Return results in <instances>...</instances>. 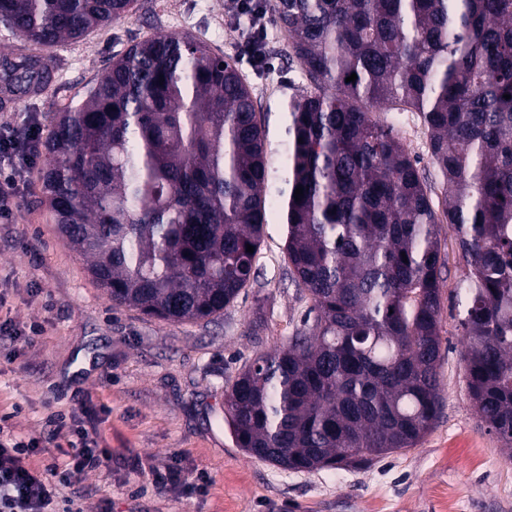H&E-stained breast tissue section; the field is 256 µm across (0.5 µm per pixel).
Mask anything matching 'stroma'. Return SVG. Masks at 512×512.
Masks as SVG:
<instances>
[{"instance_id": "35a3bbf8", "label": "stroma", "mask_w": 512, "mask_h": 512, "mask_svg": "<svg viewBox=\"0 0 512 512\" xmlns=\"http://www.w3.org/2000/svg\"><path fill=\"white\" fill-rule=\"evenodd\" d=\"M227 0H138L133 12L84 40L54 50L49 87L16 101L0 84V132L35 125L48 131L72 94L100 76L113 56L159 32L186 33L235 63L257 98L266 131L269 206L255 274L237 300L210 323L167 324L115 305L87 272L43 208L34 172L0 215V318L42 329L32 345L0 342V416L22 436H40L50 411L75 413L111 448L104 472L82 478L87 512L101 497L112 512H512V460L481 420L468 393L458 284L466 268L455 232L440 226L443 406L432 430L406 452L359 470L293 472L249 458L224 420L227 381L259 353L286 343L311 307L288 266L281 206L288 173V102L307 86L278 24L266 64L239 53L242 31ZM393 126L443 206L417 113L375 107ZM176 461L206 473L205 492L162 493L153 466Z\"/></svg>"}]
</instances>
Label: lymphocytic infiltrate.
Masks as SVG:
<instances>
[{
  "mask_svg": "<svg viewBox=\"0 0 512 512\" xmlns=\"http://www.w3.org/2000/svg\"><path fill=\"white\" fill-rule=\"evenodd\" d=\"M233 10L250 21V32L240 46L241 54L254 62L264 59L263 46L267 39L269 20L264 0H230ZM38 132L30 131L25 141L11 136L0 137V204L13 195L28 169L37 161L35 143ZM49 439L61 433L70 436L71 450L64 458L41 465V440L23 438L0 427V512H84L83 497L75 486L87 473L105 467L111 449L81 427L75 414L54 411L48 417ZM153 486L161 491L192 495L204 487V473L189 475L177 463L165 464L151 471Z\"/></svg>",
  "mask_w": 512,
  "mask_h": 512,
  "instance_id": "lymphocytic-infiltrate-1",
  "label": "lymphocytic infiltrate"
}]
</instances>
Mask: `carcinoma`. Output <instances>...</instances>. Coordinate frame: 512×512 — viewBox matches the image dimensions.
<instances>
[{"label": "carcinoma", "instance_id": "1", "mask_svg": "<svg viewBox=\"0 0 512 512\" xmlns=\"http://www.w3.org/2000/svg\"><path fill=\"white\" fill-rule=\"evenodd\" d=\"M136 2L0 0V24L33 47L0 57V82L18 101L46 89L42 53ZM270 8L310 82L289 102L283 209L288 264L316 315L227 383L237 447L303 472L361 468L420 443L442 405L444 219L469 268V394L512 449V0ZM381 105L419 114L444 218L393 127L374 119ZM265 140L233 62L190 35L156 33L56 113L38 149L39 203L112 303L166 323L209 320L254 275Z\"/></svg>", "mask_w": 512, "mask_h": 512}]
</instances>
